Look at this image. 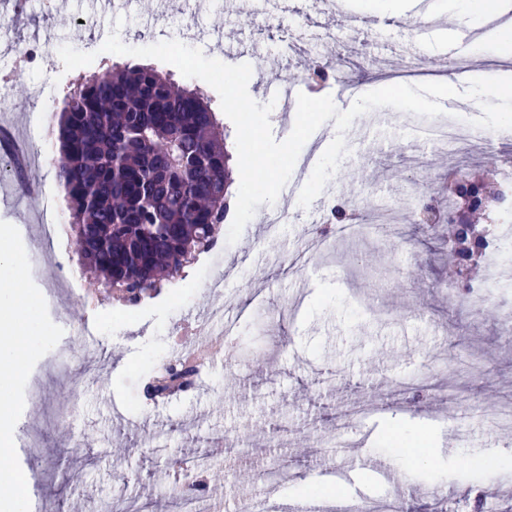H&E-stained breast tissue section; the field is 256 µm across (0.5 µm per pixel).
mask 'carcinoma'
<instances>
[{"instance_id": "carcinoma-1", "label": "carcinoma", "mask_w": 512, "mask_h": 512, "mask_svg": "<svg viewBox=\"0 0 512 512\" xmlns=\"http://www.w3.org/2000/svg\"><path fill=\"white\" fill-rule=\"evenodd\" d=\"M56 176L91 275L137 301L211 248L229 211L224 127L196 90L153 68L93 75L59 120ZM184 169L164 174L170 152ZM457 264L485 254L489 229L466 222Z\"/></svg>"}]
</instances>
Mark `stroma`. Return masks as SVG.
I'll return each instance as SVG.
<instances>
[{"label":"stroma","mask_w":512,"mask_h":512,"mask_svg":"<svg viewBox=\"0 0 512 512\" xmlns=\"http://www.w3.org/2000/svg\"><path fill=\"white\" fill-rule=\"evenodd\" d=\"M263 6L205 0L195 11L169 0L158 16L141 0H115L105 11L99 0H52L47 7L28 0L18 19L14 0H0V51L34 49L22 61L0 60V79L9 80L12 99L25 102L10 120L48 152L36 173L0 168V227L10 231L6 249L21 260L19 285L32 300L33 319L50 336L48 345L24 353L19 375L0 393L14 430L0 470L34 471L27 512H103L104 501L128 497L147 512H168L178 468L199 460L219 503L264 493L262 466L285 462L293 478L280 490L289 495L334 471L345 494L372 505L395 498L403 512H448L451 502L480 497L490 512H512V467L472 469L490 451L512 449V426L501 418L512 405V336L501 321L512 310V240L501 245L500 280L475 276L482 301L462 307L450 300L448 174L459 157L411 140V129L427 126L428 118L389 107L356 117L346 133L348 153L329 181L331 195H319L272 235L262 218L287 202L258 206L235 244L200 254L176 282L135 305L93 279L70 224L56 221L70 213L55 175L66 96L81 76L145 62L102 52L104 33L118 32L134 47L177 39L224 63L250 64L248 91L261 104L288 82L296 92L348 103L390 85L447 82L452 65L469 76L486 73L487 57L512 61L486 33L479 0H457L443 14L418 8L402 15L387 0H342L337 10L326 0H291L295 20L249 25L246 13ZM120 16L126 22L119 27ZM432 20L447 33L467 31L468 40H414ZM231 29L241 43L235 55L221 47ZM329 32L343 36L341 46L326 40ZM64 44L94 53V61L64 71ZM333 48L342 62L324 82L297 68V60H323ZM145 63L202 89L219 108L218 93L203 80L153 58ZM475 133L482 152L468 161L471 175L492 161L512 162V133ZM416 155L425 169L413 165ZM419 195L437 207L435 226L414 213L410 202ZM338 205L357 214L380 211L398 220L400 232L386 224L368 233L349 228L319 243L315 230L331 223ZM52 223L58 232L45 236ZM61 265L69 276L59 281ZM221 269L229 272V304L213 330L233 324V351L194 392L151 398L148 387L179 344L189 309L209 300L206 271ZM69 350L75 356L66 373L50 371ZM65 414L73 427L60 426ZM349 421L356 425L352 447L328 446L333 429ZM389 425L428 440L446 469L425 472L413 448L392 453L383 437ZM234 435L263 446L284 435L288 443L271 448L257 467L232 446Z\"/></svg>","instance_id":"1"}]
</instances>
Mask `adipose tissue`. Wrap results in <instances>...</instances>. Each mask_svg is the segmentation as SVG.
<instances>
[{"mask_svg":"<svg viewBox=\"0 0 512 512\" xmlns=\"http://www.w3.org/2000/svg\"><path fill=\"white\" fill-rule=\"evenodd\" d=\"M10 308L0 313V385H8L21 365L24 349L48 344L28 313L30 301L22 289L11 288L7 292Z\"/></svg>","mask_w":512,"mask_h":512,"instance_id":"1","label":"adipose tissue"}]
</instances>
